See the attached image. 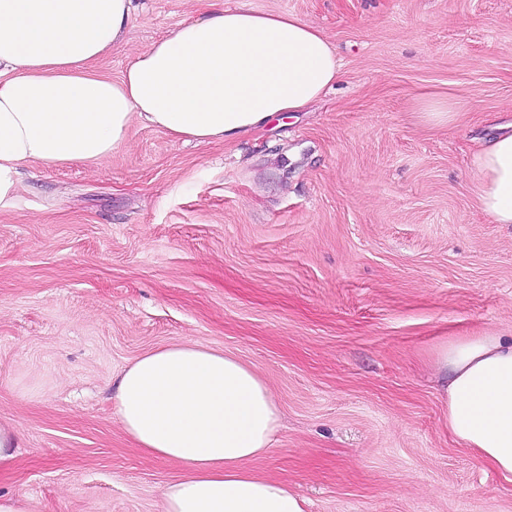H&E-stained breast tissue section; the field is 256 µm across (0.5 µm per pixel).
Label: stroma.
Returning <instances> with one entry per match:
<instances>
[{
  "mask_svg": "<svg viewBox=\"0 0 512 512\" xmlns=\"http://www.w3.org/2000/svg\"><path fill=\"white\" fill-rule=\"evenodd\" d=\"M320 28L341 64L287 126L222 144L134 124L95 169L32 162L0 209V423L34 512H162L178 465L134 448L116 383L200 343L280 408L259 473L310 512H512V478L448 434L433 368L456 336L512 334V224L470 165L512 124V0H248ZM236 0H133L103 67ZM454 95L432 126L420 96Z\"/></svg>",
  "mask_w": 512,
  "mask_h": 512,
  "instance_id": "stroma-1",
  "label": "stroma"
}]
</instances>
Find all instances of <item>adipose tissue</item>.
Masks as SVG:
<instances>
[{
	"mask_svg": "<svg viewBox=\"0 0 512 512\" xmlns=\"http://www.w3.org/2000/svg\"><path fill=\"white\" fill-rule=\"evenodd\" d=\"M131 12L132 0H0V208L27 163L95 167L138 120L223 143L300 111L340 75L321 29L242 4L181 23L115 78L100 63L124 42ZM471 164L482 210L512 224V133L483 143ZM435 364L449 435L512 476V336L453 339ZM116 415L137 450L184 470L163 512H307L287 481L251 467L271 450L279 409L237 357L177 342L146 353L119 377Z\"/></svg>",
	"mask_w": 512,
	"mask_h": 512,
	"instance_id": "1",
	"label": "adipose tissue"
}]
</instances>
